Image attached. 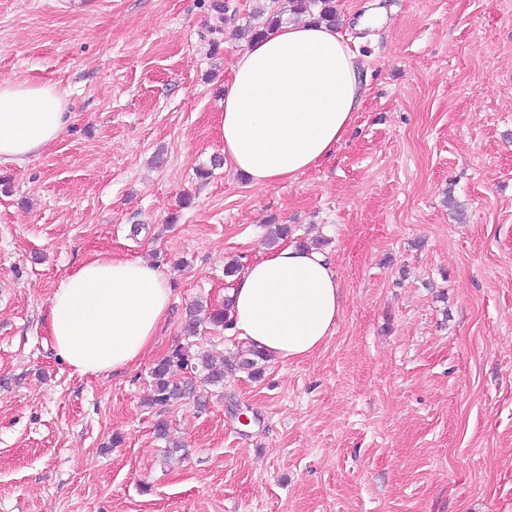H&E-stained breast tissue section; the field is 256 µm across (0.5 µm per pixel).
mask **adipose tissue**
Listing matches in <instances>:
<instances>
[{"label": "adipose tissue", "instance_id": "obj_1", "mask_svg": "<svg viewBox=\"0 0 512 512\" xmlns=\"http://www.w3.org/2000/svg\"><path fill=\"white\" fill-rule=\"evenodd\" d=\"M362 101L354 57L336 28L289 23L238 50L216 129L224 165L266 186L330 158ZM74 118L53 86L0 80V165H20L57 141ZM231 331L271 358L308 357L336 329L341 286L326 252L287 246L236 277ZM169 282L141 260L97 255L63 278L49 300L58 356L74 371L120 372L167 320Z\"/></svg>", "mask_w": 512, "mask_h": 512}]
</instances>
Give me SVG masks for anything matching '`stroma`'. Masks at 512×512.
<instances>
[{"mask_svg": "<svg viewBox=\"0 0 512 512\" xmlns=\"http://www.w3.org/2000/svg\"><path fill=\"white\" fill-rule=\"evenodd\" d=\"M263 4L0 0V80L75 115L0 165V512H512V0H335L361 109L333 158L259 188L210 161ZM274 224L327 239L334 335L147 405L175 346L243 348L186 335V311L222 306L225 263L263 258ZM110 252L166 274L169 319L126 371L81 375L49 299Z\"/></svg>", "mask_w": 512, "mask_h": 512, "instance_id": "1", "label": "stroma"}]
</instances>
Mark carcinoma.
<instances>
[{"label": "carcinoma", "mask_w": 512, "mask_h": 512, "mask_svg": "<svg viewBox=\"0 0 512 512\" xmlns=\"http://www.w3.org/2000/svg\"><path fill=\"white\" fill-rule=\"evenodd\" d=\"M334 0H271L270 15L261 27L251 29L252 37L262 36L277 26L283 9L294 13H315L317 20L336 24ZM203 305L197 304L188 310V328L194 333L207 323L214 327L228 329L232 326L230 305L224 303L222 309L202 312ZM266 360L260 351L248 348L239 356L232 368L245 370L252 375L261 372L259 362ZM178 373L184 375V382L177 384L172 377ZM224 384V361H216L208 352H192L184 346L173 349L162 358L151 371L149 402L156 406H166L172 402L194 395L203 387H217Z\"/></svg>", "instance_id": "1"}]
</instances>
